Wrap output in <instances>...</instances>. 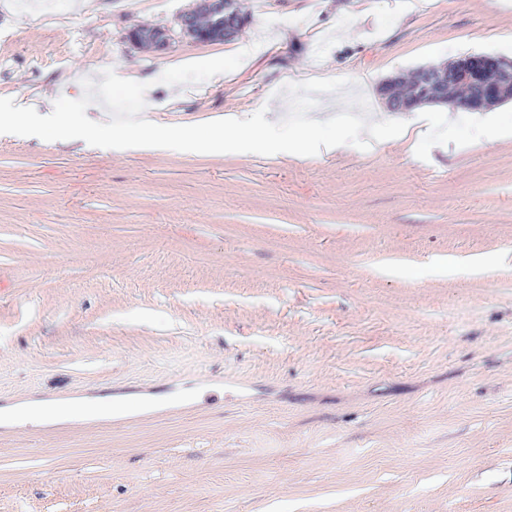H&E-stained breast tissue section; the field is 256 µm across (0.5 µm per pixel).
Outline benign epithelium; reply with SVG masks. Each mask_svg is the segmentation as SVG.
<instances>
[{
	"label": "benign epithelium",
	"instance_id": "obj_1",
	"mask_svg": "<svg viewBox=\"0 0 512 512\" xmlns=\"http://www.w3.org/2000/svg\"><path fill=\"white\" fill-rule=\"evenodd\" d=\"M205 11L198 16L189 10L182 14L180 36L196 42L234 37L242 30L245 19L236 0H204ZM126 39L134 48L150 44L155 52L169 50L174 43L167 29L135 26ZM405 77L396 74L380 86V94L391 112H406L421 101V96L408 95L403 90ZM422 96L437 101L448 98L451 88H463V96L455 106L465 111L488 110L506 100L512 93V59L495 54H472L449 61L441 67L423 68L412 76Z\"/></svg>",
	"mask_w": 512,
	"mask_h": 512
}]
</instances>
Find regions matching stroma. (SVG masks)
I'll list each match as a JSON object with an SVG mask.
<instances>
[{
	"instance_id": "1",
	"label": "stroma",
	"mask_w": 512,
	"mask_h": 512,
	"mask_svg": "<svg viewBox=\"0 0 512 512\" xmlns=\"http://www.w3.org/2000/svg\"><path fill=\"white\" fill-rule=\"evenodd\" d=\"M196 2L0 0V98L110 68L162 125L275 122L283 85L348 78L380 121L395 73L512 57L506 0H238L232 40L124 42ZM124 388L192 406L14 427L0 512H512V99L308 160L0 135V402ZM126 39L129 44L139 49L142 43H149L153 52L162 53L169 50L174 43L173 35L167 29L135 26L131 28Z\"/></svg>"
}]
</instances>
